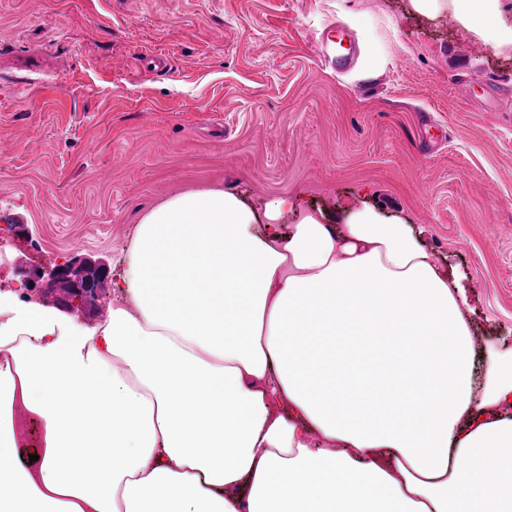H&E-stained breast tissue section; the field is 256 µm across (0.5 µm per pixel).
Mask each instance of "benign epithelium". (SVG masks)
I'll return each mask as SVG.
<instances>
[{"instance_id":"1","label":"benign epithelium","mask_w":512,"mask_h":512,"mask_svg":"<svg viewBox=\"0 0 512 512\" xmlns=\"http://www.w3.org/2000/svg\"><path fill=\"white\" fill-rule=\"evenodd\" d=\"M108 274L106 263L84 258L60 264L47 273H36L22 280L20 288L26 295L44 288H54L59 293L58 308L73 312L78 309L79 304L97 294Z\"/></svg>"}]
</instances>
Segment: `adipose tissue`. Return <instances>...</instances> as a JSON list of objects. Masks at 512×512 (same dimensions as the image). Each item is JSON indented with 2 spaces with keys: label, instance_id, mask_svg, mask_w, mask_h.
Returning a JSON list of instances; mask_svg holds the SVG:
<instances>
[{
  "label": "adipose tissue",
  "instance_id": "adipose-tissue-1",
  "mask_svg": "<svg viewBox=\"0 0 512 512\" xmlns=\"http://www.w3.org/2000/svg\"><path fill=\"white\" fill-rule=\"evenodd\" d=\"M408 4L512 48L502 0ZM113 293L90 328L0 294V512H512V353L402 216L186 191Z\"/></svg>",
  "mask_w": 512,
  "mask_h": 512
}]
</instances>
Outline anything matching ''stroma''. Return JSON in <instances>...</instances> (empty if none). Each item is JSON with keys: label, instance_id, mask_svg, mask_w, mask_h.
Returning a JSON list of instances; mask_svg holds the SVG:
<instances>
[{"label": "stroma", "instance_id": "1", "mask_svg": "<svg viewBox=\"0 0 512 512\" xmlns=\"http://www.w3.org/2000/svg\"><path fill=\"white\" fill-rule=\"evenodd\" d=\"M357 49L339 73L321 36ZM512 49L407 0H0V293L69 260L121 272L143 213L219 187L413 224L512 350ZM441 136L431 155L421 139Z\"/></svg>", "mask_w": 512, "mask_h": 512}]
</instances>
